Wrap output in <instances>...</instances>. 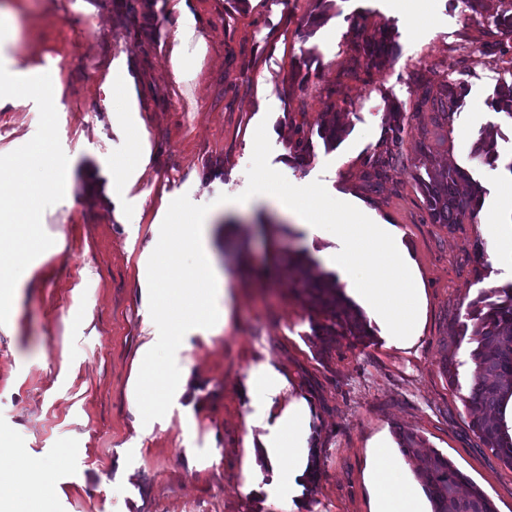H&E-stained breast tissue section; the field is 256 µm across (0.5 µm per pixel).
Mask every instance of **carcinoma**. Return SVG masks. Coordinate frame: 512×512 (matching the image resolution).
I'll list each match as a JSON object with an SVG mask.
<instances>
[{
  "label": "carcinoma",
  "mask_w": 512,
  "mask_h": 512,
  "mask_svg": "<svg viewBox=\"0 0 512 512\" xmlns=\"http://www.w3.org/2000/svg\"><path fill=\"white\" fill-rule=\"evenodd\" d=\"M465 94L461 82L443 78L436 94L425 92L416 104L420 110L429 107L435 119L448 123L454 108ZM491 107L512 120V83H502L496 90ZM388 129L395 145L402 143L404 116L401 112L388 113ZM346 128L340 118L332 117L320 127L319 135L329 147L341 140ZM494 134L482 131V136L471 150L476 164H492L498 158ZM431 220L435 224H462L479 211L483 190L458 167L426 171L418 176ZM314 262L306 255L296 256L289 269L299 295L316 316L324 320L320 329L330 336H351L359 341L369 336L363 312L345 296L330 275L311 273ZM494 300H489V297ZM470 336L475 347L469 352L474 365V383L468 396V407L476 418L473 431L482 443L491 449L503 463L512 468V434L505 429L501 408L512 397V283L490 290L480 300L468 305L466 322L461 324L460 336ZM403 453L419 454L423 440L415 432L398 433ZM416 477L427 494L433 512H497L493 501L477 486L470 485L464 495L458 487L466 481L444 455L437 451L425 454V464L416 471Z\"/></svg>",
  "instance_id": "cac0c4a2"
}]
</instances>
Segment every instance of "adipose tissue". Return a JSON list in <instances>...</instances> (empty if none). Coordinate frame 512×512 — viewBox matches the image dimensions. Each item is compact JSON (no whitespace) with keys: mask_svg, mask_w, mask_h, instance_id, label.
Returning <instances> with one entry per match:
<instances>
[{"mask_svg":"<svg viewBox=\"0 0 512 512\" xmlns=\"http://www.w3.org/2000/svg\"><path fill=\"white\" fill-rule=\"evenodd\" d=\"M64 89L59 66L31 64L23 69H0V112H15L34 100L44 108L55 109ZM100 89L112 112V121L128 136L129 152L122 162L104 171L103 181L95 183L98 199L115 200L129 195L143 174L149 158L145 130L136 119L139 110L134 79L127 64H108L102 74ZM25 166L14 167L10 158L0 154V169L15 168L14 189L9 202H0V236L12 233L17 222L13 204L26 200L25 223H38L46 206L58 198L64 182L59 176L63 163L47 143L29 147ZM246 205L260 204L281 207L286 215L303 224L330 226L343 249L337 250L332 262L338 282L348 294L357 296L369 316L386 319L398 337L411 336L418 315V290L408 253L402 249L392 225L371 223L368 216L343 199L324 204L316 193L303 185L282 187L267 178H259ZM168 219L157 228L162 249L192 252L197 263L186 287L168 293L155 290L150 300L160 323L169 325L174 335L183 336L196 328L212 329L221 325L227 313L229 294L222 278L208 259L210 252L208 226L211 215H189L183 207L166 200L161 204ZM359 265L371 266L378 287H369L366 280L355 279L351 271ZM156 344L147 340L137 357V374L130 390V405L142 416L164 405L168 399L182 398L188 392L190 370L175 362L159 370L155 360ZM286 387L285 379L272 367L261 365L249 373L244 393L262 415H273L268 434L247 438L246 460L263 453L274 470L277 490L293 505L290 512H303L298 499L307 474L309 454L305 437L309 406L295 400L280 412H273V399ZM289 457L293 465L281 469V457ZM50 467L17 464L0 474V512H37L39 502L33 493L36 485L52 478ZM370 480L374 487L372 512H424L422 498L412 488L404 467L389 449L376 448L371 454Z\"/></svg>","mask_w":512,"mask_h":512,"instance_id":"obj_1","label":"adipose tissue"}]
</instances>
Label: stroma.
I'll return each instance as SVG.
<instances>
[{"mask_svg": "<svg viewBox=\"0 0 512 512\" xmlns=\"http://www.w3.org/2000/svg\"><path fill=\"white\" fill-rule=\"evenodd\" d=\"M29 2L38 37L23 36L0 59L58 64L64 90L55 111L33 102L0 112V151L51 138L67 158V187L36 232L0 239V256L36 265L0 308V445L53 468L41 490L47 512H286L285 500L243 490L244 440L263 429L241 388L261 364L288 382L276 404L302 398L311 410L307 512H371L370 451L397 447L402 431L512 512V468L472 429L471 345L459 334L468 305L511 283L512 265L491 259L482 216L432 223L415 179L430 163L463 168L484 191L485 214L512 225V120L490 106L512 77V33L493 25L512 0H483L475 12L466 0H329L326 10L320 0H187L195 27L182 46L184 82L170 61L178 0H137L132 13L116 0ZM320 13L323 24L308 28ZM369 37L385 41L382 65L369 62ZM123 57L134 64L151 155L129 196L103 212L84 177L126 148L98 89L105 63ZM445 76L466 94L452 124L437 126L416 103ZM396 108L407 117L403 161L378 180L368 162L390 147L385 115ZM332 112L346 132L328 148L319 129ZM299 126L310 143L302 159ZM489 127L492 167L470 157ZM261 170L280 185L347 196L396 228L420 288L415 336L398 341L376 321L362 343L325 335L286 258L302 251L330 272L336 239L312 238L261 206L210 226L211 259L232 300L226 326L173 339L145 293L181 287L195 260L184 254L165 270L155 240L163 198L210 212L247 197ZM151 335L162 363L189 365L196 396L142 420L127 388Z\"/></svg>", "mask_w": 512, "mask_h": 512, "instance_id": "obj_1", "label": "stroma"}]
</instances>
